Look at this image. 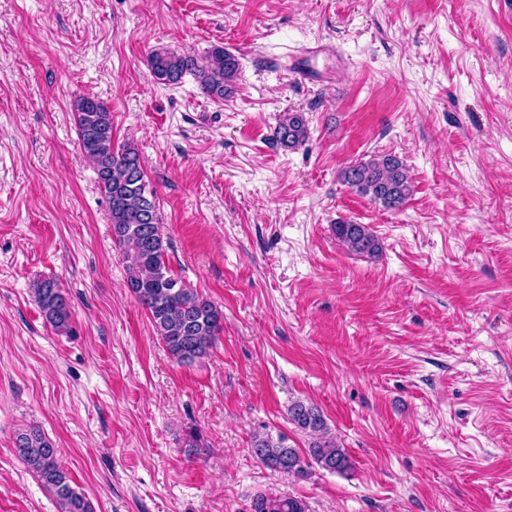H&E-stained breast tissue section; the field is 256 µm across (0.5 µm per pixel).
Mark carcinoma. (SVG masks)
<instances>
[{
	"instance_id": "carcinoma-1",
	"label": "carcinoma",
	"mask_w": 512,
	"mask_h": 512,
	"mask_svg": "<svg viewBox=\"0 0 512 512\" xmlns=\"http://www.w3.org/2000/svg\"><path fill=\"white\" fill-rule=\"evenodd\" d=\"M154 79L164 85L177 83L183 75L193 74L207 96L222 100L235 93L240 75L236 55L222 46L213 47L203 59L169 50H155L149 56ZM74 111L82 150L96 170L98 183L109 205L112 236L123 249L128 290L147 309L150 321L168 353L177 361L193 364L209 355L223 328L224 313L209 298L186 287L175 277L164 259L161 222L153 198L147 190L143 159L130 144L116 145L112 140V114L95 97L79 98ZM305 113H282L274 129L276 144L296 149L308 140ZM340 179L358 194L386 209L403 206L414 192L409 169L397 156L375 154L341 170ZM333 234L347 250L375 255L381 246L369 224L338 221ZM32 292L46 321L56 329L68 326L70 304L54 279L33 284ZM288 421L309 437L308 456L320 468L345 473L352 468L346 449L332 435L323 413L315 406L297 400L288 407ZM16 456L49 489L58 504V512H94L84 494L72 485L60 459V451L32 426L16 435ZM251 453L273 470L294 476L306 472L305 461L297 449L284 444V437L255 433ZM251 512H307L304 501L295 497L259 495L251 503Z\"/></svg>"
}]
</instances>
